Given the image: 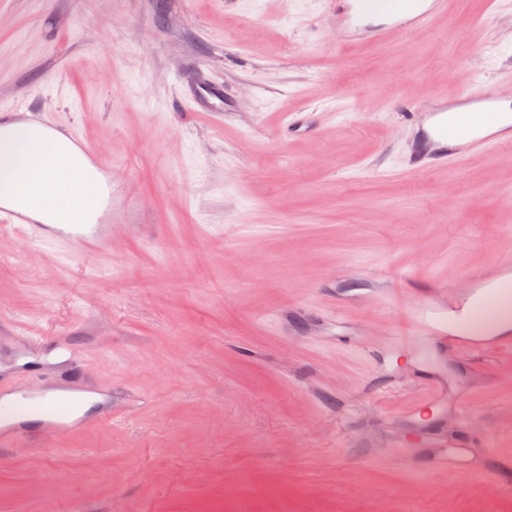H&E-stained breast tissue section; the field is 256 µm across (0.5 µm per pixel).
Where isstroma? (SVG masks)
Returning a JSON list of instances; mask_svg holds the SVG:
<instances>
[{
	"label": "stroma",
	"instance_id": "obj_1",
	"mask_svg": "<svg viewBox=\"0 0 512 512\" xmlns=\"http://www.w3.org/2000/svg\"><path fill=\"white\" fill-rule=\"evenodd\" d=\"M345 7L0 0V113L74 125L112 166L107 250L65 260L0 231V379L96 396L48 446L6 449L0 512H512L493 484L512 338L431 353L410 317L512 264V146L417 173L400 116L512 97V0L358 47ZM198 78L223 111L191 109ZM296 116L313 131L284 138ZM469 431L483 463L429 469Z\"/></svg>",
	"mask_w": 512,
	"mask_h": 512
}]
</instances>
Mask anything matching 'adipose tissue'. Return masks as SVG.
<instances>
[{
    "label": "adipose tissue",
    "instance_id": "adipose-tissue-1",
    "mask_svg": "<svg viewBox=\"0 0 512 512\" xmlns=\"http://www.w3.org/2000/svg\"><path fill=\"white\" fill-rule=\"evenodd\" d=\"M102 175L62 135L16 121L0 128V203L44 224H92L91 181Z\"/></svg>",
    "mask_w": 512,
    "mask_h": 512
}]
</instances>
